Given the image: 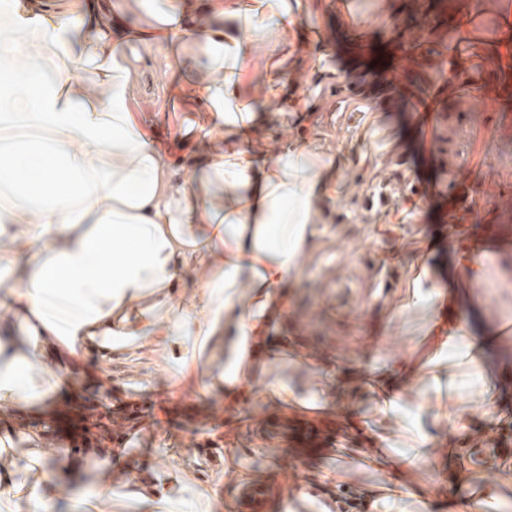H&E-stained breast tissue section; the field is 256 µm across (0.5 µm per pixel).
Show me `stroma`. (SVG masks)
Returning <instances> with one entry per match:
<instances>
[{"mask_svg":"<svg viewBox=\"0 0 512 512\" xmlns=\"http://www.w3.org/2000/svg\"><path fill=\"white\" fill-rule=\"evenodd\" d=\"M358 17L349 21L336 11V0H315L300 17L309 33L308 48L297 41L283 47L289 70L305 74L297 107L269 125V145L281 140H313L336 164V195L322 218L320 248L304 262L290 290V304L269 332L271 349L301 341L318 350L320 359L283 356L269 366L267 379L281 383L308 405L335 411L348 405L355 420H371L378 441L396 457L406 481L430 489L443 481V458L449 440L484 430L489 418L476 413L483 397L493 395L497 407L512 406V357L500 367L463 363L462 353L438 349L429 334L431 317L450 313L467 325V302L481 307L487 322L501 335L472 331L470 339L485 346L512 349V211L490 215L499 236L487 243L484 280L469 300L456 298L448 261L457 250L438 231L449 197L435 193L444 179L453 197L478 201L483 190L512 194V134L495 129L505 108L486 83L492 77L480 60L459 58L457 46L470 40L492 44L499 38L498 0H482L478 10L463 7L456 27L438 24L428 0H357ZM428 22L425 43H400L401 25ZM387 47L389 63L380 79L361 84L357 74L369 70L368 57L353 58L349 43L356 37ZM158 49L139 53L132 74L135 108L156 146L172 157L191 150L186 136L187 112L172 108V80L162 75ZM351 88L337 103V88ZM483 113L488 130H470V115ZM452 157L457 169H442L438 156ZM436 362L455 375L452 397L441 400L434 382L405 391L393 413L379 414L367 386L357 378L399 371L414 362ZM260 381L248 383L230 417L218 401L199 398L193 388L173 391L172 382L151 355L120 354L102 360L84 354L70 373L69 384L57 385L45 408L14 416L13 446L24 451V434L41 430L62 404L97 398L102 390L143 407L139 426L129 432L123 454L139 475L176 501H194L197 512H237L239 499L257 476L267 478L268 492L259 512H312L335 506L337 481L365 488L382 474L360 465L356 442L344 454L316 458L301 467L292 499L278 489L287 475L282 467L289 437L272 435L273 420L295 423L287 406L264 401ZM474 413L466 429L455 414ZM47 447L61 449V467L82 473L81 484L54 503L53 512H92L94 478L100 455L80 452V438L70 432H42ZM433 437L437 452L430 465L400 455L415 446L419 435Z\"/></svg>","mask_w":512,"mask_h":512,"instance_id":"obj_1","label":"stroma"}]
</instances>
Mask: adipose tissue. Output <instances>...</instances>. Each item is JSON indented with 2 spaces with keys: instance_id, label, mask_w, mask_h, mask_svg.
<instances>
[{
  "instance_id": "1",
  "label": "adipose tissue",
  "mask_w": 512,
  "mask_h": 512,
  "mask_svg": "<svg viewBox=\"0 0 512 512\" xmlns=\"http://www.w3.org/2000/svg\"><path fill=\"white\" fill-rule=\"evenodd\" d=\"M303 0H0V446L9 410L44 404L91 349L150 351L175 383L238 399L263 379L266 334L320 246L336 165L317 142L255 149ZM188 71L203 149L161 153L132 102L129 49ZM0 460V502L52 512L75 473ZM27 480L18 483L16 474Z\"/></svg>"
}]
</instances>
